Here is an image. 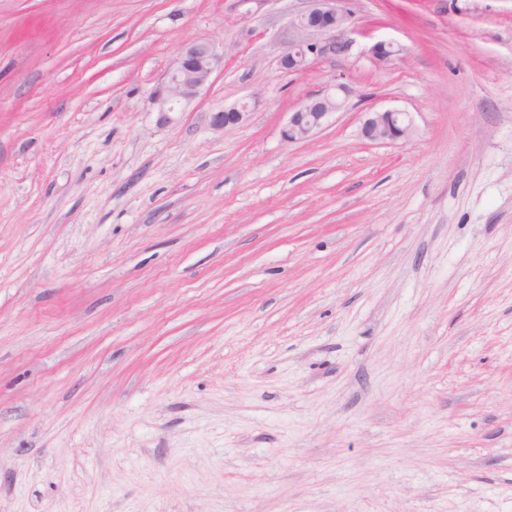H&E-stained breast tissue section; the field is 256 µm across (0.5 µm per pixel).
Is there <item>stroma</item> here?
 Instances as JSON below:
<instances>
[{"label":"stroma","mask_w":512,"mask_h":512,"mask_svg":"<svg viewBox=\"0 0 512 512\" xmlns=\"http://www.w3.org/2000/svg\"><path fill=\"white\" fill-rule=\"evenodd\" d=\"M308 6L0 0V512L512 507V0H350L352 56L290 73ZM385 109L410 139L361 138ZM221 63H224V52L219 53L210 40L200 38L188 44L156 92L160 120L169 123V114L185 112L204 91ZM346 92V86L333 79L302 99L294 111L290 112L288 122L282 129L284 141H305L329 126L333 115L345 106L341 93ZM249 113L246 103H234L211 112L210 123L215 129L236 126L242 124L247 119Z\"/></svg>","instance_id":"stroma-1"}]
</instances>
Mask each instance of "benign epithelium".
<instances>
[{"label":"benign epithelium","mask_w":512,"mask_h":512,"mask_svg":"<svg viewBox=\"0 0 512 512\" xmlns=\"http://www.w3.org/2000/svg\"><path fill=\"white\" fill-rule=\"evenodd\" d=\"M310 2L308 10L290 21L294 39L279 57L280 67L288 72L304 71L321 59L345 60L354 45L352 13L345 0ZM371 53L378 62L388 64L399 57L401 48L379 42ZM223 62L224 54L210 40L200 38L188 44L157 90L160 120L168 123L170 114L186 111ZM345 92L346 86L333 79L302 99L282 129L284 141H305L329 126L333 115L345 106ZM248 115L247 104L234 103L211 113L210 123L215 129H224L243 123ZM360 132L363 139L373 143L406 140L413 133V120L409 113L400 110L367 112Z\"/></svg>","instance_id":"benign-epithelium-1"}]
</instances>
